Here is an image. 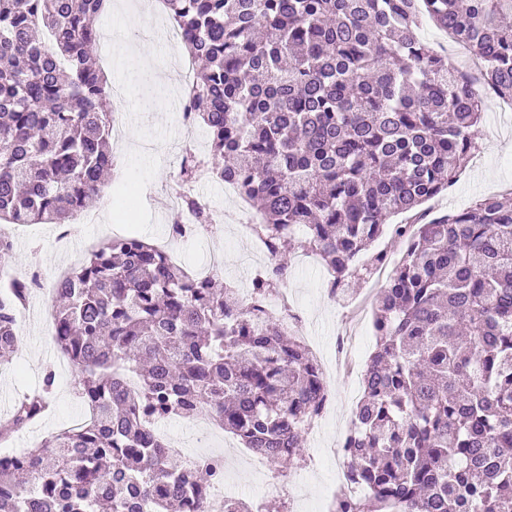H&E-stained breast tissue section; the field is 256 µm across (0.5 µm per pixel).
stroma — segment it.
<instances>
[{
  "instance_id": "obj_1",
  "label": "stroma",
  "mask_w": 512,
  "mask_h": 512,
  "mask_svg": "<svg viewBox=\"0 0 512 512\" xmlns=\"http://www.w3.org/2000/svg\"><path fill=\"white\" fill-rule=\"evenodd\" d=\"M138 7L139 0H112L111 9L96 20L98 28L125 33L124 40L112 47L106 74L109 83L124 88L128 104L140 110L137 121L125 127L120 165L126 190L117 195L112 205H95L94 223L75 225L72 235L65 239L59 238L58 229L52 224L17 226V273L37 270L49 281L54 270L83 251L89 241L100 242L131 231L154 242L168 237L174 215L151 206L150 199L172 183L177 173L176 146L186 135L178 125L176 111L165 100L145 98L143 88L148 76L140 63L150 59L156 66L170 67L177 52L152 37L149 25L137 21ZM477 142L472 160L447 194L430 201L433 213L456 209L458 204L471 203L484 195L512 192V105L504 109L492 103L487 105ZM203 191L213 203L223 207V231L215 238L182 244L181 257L192 269L209 260L213 253H221L222 262L214 272L216 279L246 287L253 239L241 232L237 208L225 200L222 184H205ZM324 273L320 266L293 269L285 284L292 312L302 316L308 336L321 346L346 325L354 331L366 332L360 358L368 360L375 344L370 333L371 315L381 284L373 279L361 284L351 300L331 297L322 288ZM52 302V294L46 290L22 312L13 361L0 367V419L9 414L18 393L37 387L50 370L56 375L54 410L16 440L0 442V453L19 454L34 449L42 439L79 422L86 413L82 401L73 395L72 368L60 363L50 341ZM350 386L351 381L345 376L331 378L330 387L336 393L335 409L306 435L302 460L287 467L273 463L259 474L241 460L225 468V484L245 495L258 493L269 504L286 505L288 512H321L331 495L332 482L328 468L314 457L313 451L331 447L335 442Z\"/></svg>"
}]
</instances>
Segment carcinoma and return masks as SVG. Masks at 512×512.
<instances>
[{
  "label": "carcinoma",
  "mask_w": 512,
  "mask_h": 512,
  "mask_svg": "<svg viewBox=\"0 0 512 512\" xmlns=\"http://www.w3.org/2000/svg\"><path fill=\"white\" fill-rule=\"evenodd\" d=\"M196 60L191 118L205 155L172 183L235 181L271 242L261 300L290 245L348 294L407 244L373 316L375 349L333 512H512V205L497 195L430 217L476 150L483 100L417 35L426 13L512 101V0H166ZM105 0H0V221L65 226L110 188L111 92L92 52ZM412 213L410 224H388ZM0 241V366L34 283ZM53 344L85 421L0 456V512H210L224 459L172 454L156 425L204 414L268 462L303 458L327 396L284 319L249 309L136 233L99 243L52 288ZM134 378L137 387L127 388ZM55 373L0 421L8 442L52 406ZM223 512H265L224 500Z\"/></svg>",
  "instance_id": "carcinoma-1"
}]
</instances>
